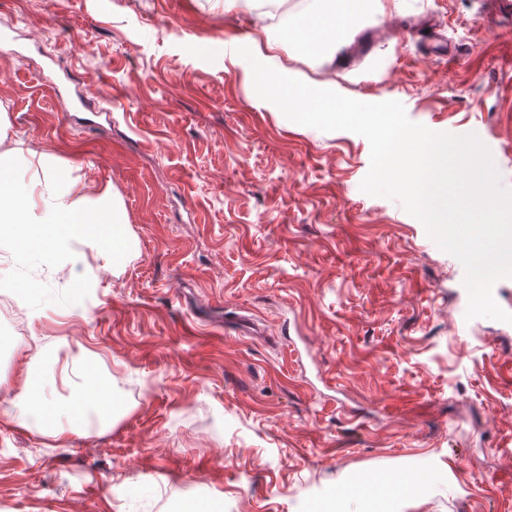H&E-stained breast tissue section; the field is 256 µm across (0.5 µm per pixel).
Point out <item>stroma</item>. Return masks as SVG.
I'll return each mask as SVG.
<instances>
[{"instance_id":"1","label":"stroma","mask_w":512,"mask_h":512,"mask_svg":"<svg viewBox=\"0 0 512 512\" xmlns=\"http://www.w3.org/2000/svg\"><path fill=\"white\" fill-rule=\"evenodd\" d=\"M254 29L222 0H0V152L111 187L138 248L71 274L0 247V295L26 293L25 336L0 322V512H363L348 490L380 473L424 479L383 512H512V324L466 320L461 262L361 191L366 138L257 96ZM282 66L481 136L512 189V20L485 0L371 9ZM90 363L112 425L78 415L62 446L9 416L31 371L71 410Z\"/></svg>"}]
</instances>
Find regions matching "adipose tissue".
<instances>
[{
    "label": "adipose tissue",
    "mask_w": 512,
    "mask_h": 512,
    "mask_svg": "<svg viewBox=\"0 0 512 512\" xmlns=\"http://www.w3.org/2000/svg\"><path fill=\"white\" fill-rule=\"evenodd\" d=\"M366 6V0H328L326 8L291 26L286 40L265 37L259 42L266 84L276 92L280 103L295 112L299 123L364 120V112L342 98L287 81L278 61L288 41L310 50L335 45L353 30ZM29 180L32 192L19 190L11 166L0 164V242L21 235L38 239L44 253L63 267L79 262V248L83 245H102L107 254L128 257V247L121 236L126 217L110 187L92 194L83 191L77 178L61 176L54 159L47 155L40 158ZM43 389V379L26 377L23 397L16 403L13 417L23 426L33 418L50 422V435L58 441H68L76 428L59 422V410L45 398Z\"/></svg>",
    "instance_id": "ef3b65f1"
}]
</instances>
